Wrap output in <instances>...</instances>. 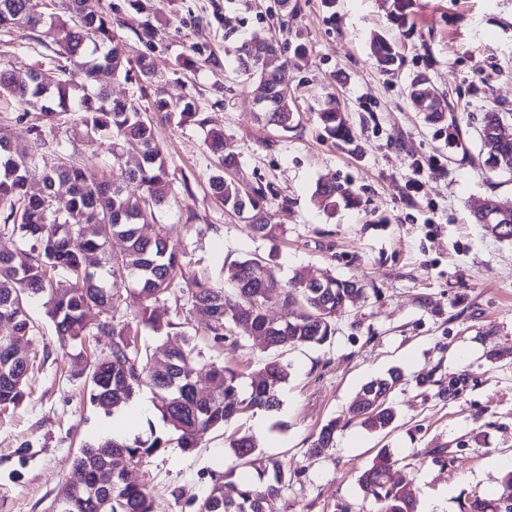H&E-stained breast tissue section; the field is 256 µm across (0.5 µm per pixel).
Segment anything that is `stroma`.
Wrapping results in <instances>:
<instances>
[{"label":"stroma","instance_id":"obj_1","mask_svg":"<svg viewBox=\"0 0 512 512\" xmlns=\"http://www.w3.org/2000/svg\"><path fill=\"white\" fill-rule=\"evenodd\" d=\"M142 2L161 21L150 47L134 33L141 16L131 0H100V7L123 20L116 33L127 58L147 56L166 97L223 129L237 176L266 185L277 226L263 238L224 211L209 188L215 166L205 128L175 117L156 128L171 191L144 235L183 242L217 275L258 255L270 258L281 281L331 274L358 282L365 294L337 317L330 341L281 354L289 377L278 412H245L193 452L171 447L152 457L130 481L150 490L154 512H181L173 488L199 495L209 470L243 475L228 436L246 431L296 473L266 512H380L358 477L381 448L395 460L394 481L417 491L418 512H460L462 502L499 494L505 470L494 461L512 458V241L474 223L471 211L492 195L512 198V180L487 177L477 159L483 113H500L512 136V0H413L403 26L390 20L383 0H292L290 16L280 0ZM376 33L399 51L392 72L371 54ZM275 34L305 49L286 73L297 115L288 131L258 120L232 67L242 41ZM57 37L49 24L35 42L22 28L0 30V66L54 77ZM211 54L221 67L206 64ZM184 57L197 68L178 66ZM421 71L446 95L457 125L428 124L412 104L408 87ZM330 95L346 114L352 143L325 134L319 112ZM78 148L116 181L140 160L130 142L113 161L112 142L100 135ZM325 181L351 183L357 205L323 212L313 193ZM30 314L31 393L0 414V512H48L58 488L75 477L81 442L98 438L105 421L89 406L82 378L72 376L42 300L31 302ZM269 357L262 341L243 332L220 355L244 374ZM394 368L405 376L389 397L395 426L368 430L352 404L366 382ZM331 420L332 447L311 456Z\"/></svg>","mask_w":512,"mask_h":512}]
</instances>
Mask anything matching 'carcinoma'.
Instances as JSON below:
<instances>
[{
  "label": "carcinoma",
  "mask_w": 512,
  "mask_h": 512,
  "mask_svg": "<svg viewBox=\"0 0 512 512\" xmlns=\"http://www.w3.org/2000/svg\"><path fill=\"white\" fill-rule=\"evenodd\" d=\"M62 13L45 16L34 8L32 0H0V30L23 24L27 37L47 22L56 25L60 34L57 54L60 77L48 81L38 71L0 68V96H11L20 103L33 99L42 102L41 121L29 127L33 147L20 151L10 139L0 134V236L30 244L19 253L0 248V321L12 325L13 335L0 336V409L20 404L28 389L30 354L19 347L20 339L33 335L35 324L28 312V302L45 299L46 316L55 328L62 347L79 348L70 354L77 375L84 378L86 399L96 410L111 415L131 402L144 387L151 389L153 406L161 421L178 433L177 446L190 452L199 438L248 408L268 412L280 409V392L288 380V368L273 358L255 372L250 392L241 394L240 374L218 361L206 364L214 390L203 394L195 388L192 373L200 362L194 336L187 330L188 318H197L207 327V342L216 352L224 350L233 328L264 337L266 349L284 352L297 345H321L336 332V316L345 312L364 296L355 281L330 276L323 281H309L295 275L289 287H283L271 267L258 257L238 261L231 267V293L215 282L207 268L186 274L191 265L185 250L158 234L145 238L139 226L155 220V209L167 199L170 180L155 136L156 121H166L175 112L194 113L189 105L178 104L154 91L153 115L139 111L132 101L110 97L108 80L131 70L121 40L115 35L112 21L94 0H60ZM391 20L404 24L413 0H385ZM138 39L154 43L157 28L150 18L138 23ZM372 55L380 69L390 72L398 60L394 44L381 35L370 42ZM285 45L274 38L266 42V53L277 59L268 64L257 56L251 42H242L235 50L237 69L252 79L251 92L259 104L260 115L268 125L282 130L293 128L295 112L292 95L285 78L288 60L283 58ZM72 68L80 69L84 82L73 84L66 78ZM144 93L154 86L151 64L142 57L137 62ZM414 105L428 101L426 119L431 123L447 120L440 100L431 98L427 73L415 76L409 87ZM79 115L71 144L89 134L112 139V158L117 161L125 142L133 140L142 148L141 162L126 172L122 183L81 163L66 160L57 147V123L62 113ZM328 136L342 143L352 139L345 112L329 97L319 112ZM209 127L206 141L219 155L218 173L210 178V189L225 211L250 223L261 237L274 235L270 223L267 194L260 184H243L228 176L237 166L234 155L224 153V131L209 126L206 117L197 119ZM500 116L486 112L477 130L480 154L486 173L512 176V140L500 137ZM43 165V186L29 188V167ZM68 186L69 199L63 210L52 206L56 184ZM316 205L334 213L340 204H354L357 198L350 186L321 182L314 191ZM491 217V232L503 240H512V200L490 196L473 210L477 223ZM123 238L126 247L118 255L109 249V234ZM81 240L78 249L72 240ZM131 278L135 288L119 294L115 282ZM173 299V316L161 305ZM279 298L294 308L288 319L275 322L265 305ZM186 304L179 303V300ZM96 307L103 319L94 329L85 322V312ZM129 310L131 319L121 321L115 313ZM150 328L156 334L180 337L171 349L150 348L138 341L132 325ZM96 336L112 337L104 356H88L87 345ZM404 380L399 371L385 378L368 381L362 392L363 406L352 409L361 424L374 431L392 428L396 412L388 402V387ZM336 423L325 424L310 452L321 455L334 441ZM171 439L151 433L125 439L106 438L84 443L76 453L74 467L83 475L78 486L62 485L54 501L58 512H153L148 489L126 479L124 471L143 460L165 451ZM230 449L243 464L255 468L262 480L250 482L234 478L233 473L210 471L208 488L203 495L185 496L177 488L172 495L184 501L188 512H264V503L279 494L288 479V469L278 459L266 458L250 435L230 441ZM394 460L387 448H381L359 475L364 493L382 504L383 512H417L414 490L391 481ZM503 492L496 498L475 499L462 506V512H512V472L502 480Z\"/></svg>",
  "instance_id": "1"
}]
</instances>
